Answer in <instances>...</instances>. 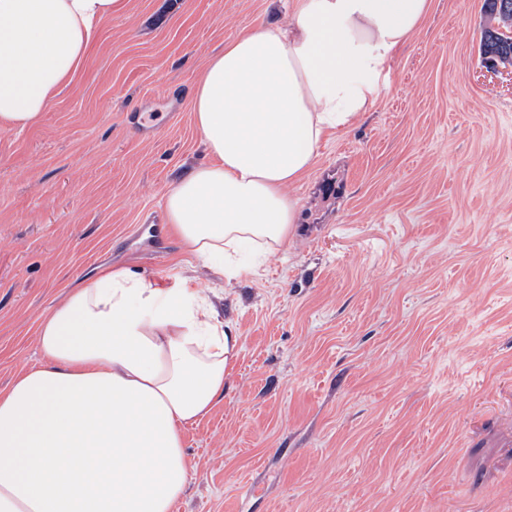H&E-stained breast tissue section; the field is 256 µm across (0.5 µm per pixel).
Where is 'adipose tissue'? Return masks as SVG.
I'll use <instances>...</instances> for the list:
<instances>
[{
  "label": "adipose tissue",
  "instance_id": "1",
  "mask_svg": "<svg viewBox=\"0 0 512 512\" xmlns=\"http://www.w3.org/2000/svg\"><path fill=\"white\" fill-rule=\"evenodd\" d=\"M211 56L193 93L210 159L164 210L186 251L223 269L287 240L290 193L327 134L356 124L431 0H288ZM127 0H0V128L39 124ZM42 362L0 390V512H172L190 468L183 430L224 396L238 355L215 306L184 283L107 265L39 321Z\"/></svg>",
  "mask_w": 512,
  "mask_h": 512
}]
</instances>
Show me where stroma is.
I'll return each mask as SVG.
<instances>
[{"mask_svg":"<svg viewBox=\"0 0 512 512\" xmlns=\"http://www.w3.org/2000/svg\"><path fill=\"white\" fill-rule=\"evenodd\" d=\"M431 4L293 186L296 233L228 277L185 254L163 198L207 159L208 57L290 16L128 0L42 121L0 129V389L99 266L188 279L219 289L238 356L184 431L175 512H512V90L485 75L484 0Z\"/></svg>","mask_w":512,"mask_h":512,"instance_id":"stroma-1","label":"stroma"}]
</instances>
